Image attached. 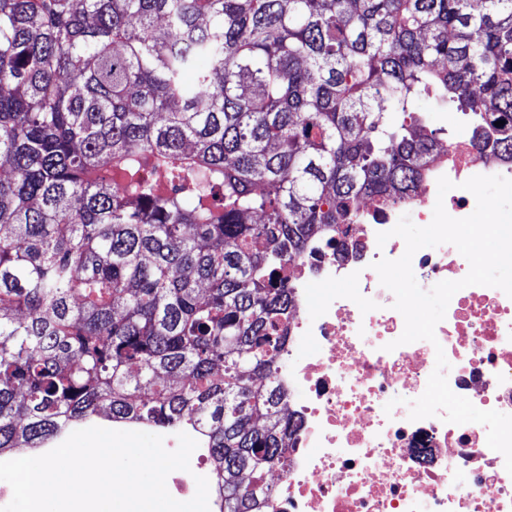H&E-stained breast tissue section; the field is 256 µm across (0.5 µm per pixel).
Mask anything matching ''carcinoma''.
I'll list each match as a JSON object with an SVG mask.
<instances>
[{
	"label": "carcinoma",
	"mask_w": 512,
	"mask_h": 512,
	"mask_svg": "<svg viewBox=\"0 0 512 512\" xmlns=\"http://www.w3.org/2000/svg\"><path fill=\"white\" fill-rule=\"evenodd\" d=\"M430 94L512 159V0H0V453L189 413L267 512L286 271L421 182Z\"/></svg>",
	"instance_id": "obj_1"
}]
</instances>
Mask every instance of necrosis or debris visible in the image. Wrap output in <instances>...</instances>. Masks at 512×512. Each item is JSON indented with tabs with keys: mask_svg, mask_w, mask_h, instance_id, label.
I'll return each instance as SVG.
<instances>
[{
	"mask_svg": "<svg viewBox=\"0 0 512 512\" xmlns=\"http://www.w3.org/2000/svg\"><path fill=\"white\" fill-rule=\"evenodd\" d=\"M476 175L512 179V162L479 149L467 134L429 166L425 191L404 195L382 216L377 198L366 199L362 220L339 228L344 251L321 243L296 260V304L276 375L291 395L285 407L294 445L271 477L277 493L269 512H512V475L503 455L488 447L484 425L439 415L409 418V403L424 393L440 350L455 394L478 409L512 415V297L493 287H465L451 298L435 341L389 352L386 344L396 342L405 322L373 268L404 254L403 239L391 233L401 217L429 223L439 202L451 217L471 215L476 199L463 184ZM443 176L459 187L445 199L437 192ZM381 232L389 235L382 245ZM412 269L428 290L464 278L469 263L443 244L418 250ZM181 432L198 447L189 470L169 474V493L190 500L196 476H204L211 481L210 512H224L205 429L187 416L158 430L169 450Z\"/></svg>",
	"mask_w": 512,
	"mask_h": 512,
	"instance_id": "necrosis-or-debris-1",
	"label": "necrosis or debris"
}]
</instances>
